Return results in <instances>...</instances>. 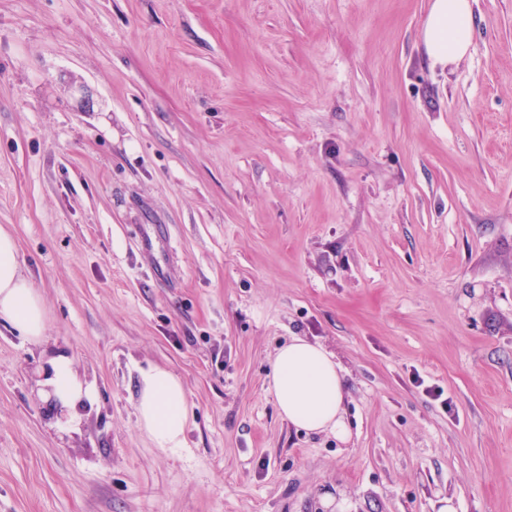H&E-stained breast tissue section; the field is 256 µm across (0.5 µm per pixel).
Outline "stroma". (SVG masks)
<instances>
[{
  "mask_svg": "<svg viewBox=\"0 0 512 512\" xmlns=\"http://www.w3.org/2000/svg\"><path fill=\"white\" fill-rule=\"evenodd\" d=\"M431 3L0 0V226L48 316L0 325V512H512V0L448 66ZM296 336L348 440L282 419ZM153 366L183 447L137 425ZM41 390L58 414V421L70 426L78 418V407L93 399V390L77 376L71 359L62 353L50 357ZM136 416L139 428L149 435L156 447H183L188 427V407L182 381L160 366L142 372Z\"/></svg>",
  "mask_w": 512,
  "mask_h": 512,
  "instance_id": "stroma-1",
  "label": "stroma"
}]
</instances>
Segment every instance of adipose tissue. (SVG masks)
<instances>
[{
  "label": "adipose tissue",
  "instance_id": "adipose-tissue-1",
  "mask_svg": "<svg viewBox=\"0 0 512 512\" xmlns=\"http://www.w3.org/2000/svg\"><path fill=\"white\" fill-rule=\"evenodd\" d=\"M471 0H433L424 30L427 54L441 64L461 60L472 40ZM0 321L34 343L47 334V316L40 293L26 276L17 242L0 228ZM270 387L282 418L296 428L330 433L347 439L344 378L333 354L322 345L296 337L275 354ZM41 390L52 403L59 422H76L79 407L93 390L77 376L71 359L50 357ZM137 423L156 447L180 448L188 427L186 390L171 371L154 366L142 372L136 402Z\"/></svg>",
  "mask_w": 512,
  "mask_h": 512
}]
</instances>
